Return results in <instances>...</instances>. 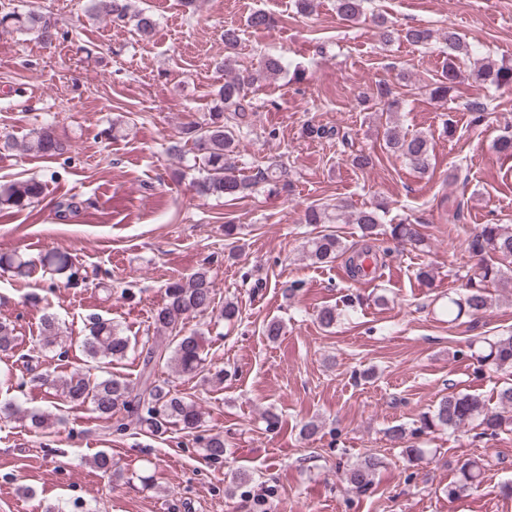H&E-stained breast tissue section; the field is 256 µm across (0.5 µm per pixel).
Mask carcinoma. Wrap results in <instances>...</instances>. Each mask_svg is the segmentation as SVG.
Returning a JSON list of instances; mask_svg holds the SVG:
<instances>
[{
	"instance_id": "1",
	"label": "carcinoma",
	"mask_w": 512,
	"mask_h": 512,
	"mask_svg": "<svg viewBox=\"0 0 512 512\" xmlns=\"http://www.w3.org/2000/svg\"><path fill=\"white\" fill-rule=\"evenodd\" d=\"M365 0H336V13L348 22H356L364 13ZM90 12L97 18L122 21L134 19L135 30L142 36L149 35L156 21L152 14L140 9L131 10V0H90ZM9 24L21 33H31L43 40L48 30H56V22L36 11L25 13L11 12L0 17V25ZM404 38L415 45H426L432 33L426 28L413 26L406 29ZM240 42L239 29H224V71H233L235 50ZM448 56L442 66L441 79L432 94L445 99L449 91L462 76L466 61L473 57L472 44L454 31L448 32ZM283 70L280 58L264 55L258 68L247 74H234L224 79V85L216 93L214 112L209 122L203 126L190 123L180 132L178 151L189 147L192 168L198 170L200 178L196 189L202 195H246L260 184L287 185L288 171L283 167H266L257 170L250 178L235 174L238 149L237 131L247 124L248 112L252 109L248 99L249 88L255 83L274 78ZM469 76L477 83L496 89L512 87V63L485 60L474 63ZM362 105L380 106L388 112H398L403 101L385 82L376 86V93L370 99L362 100ZM386 147L403 157L406 164L415 172L424 174L430 168L433 142L423 133L408 135L397 125L385 130ZM29 149L46 156H53L64 149V143L45 127L35 132ZM44 194V185L36 179H26L0 184V212L21 210L39 200ZM385 206L378 205L350 215L351 223L359 225L362 237L377 239L383 224ZM342 219L341 213L331 214L327 210L310 206L305 210L304 223L330 224ZM389 237L400 242L417 243L413 225L399 223L390 227ZM466 251L471 258H481L486 254L502 262L512 264V227L507 224H484L480 230L466 239ZM308 256L317 263H327L332 259L346 256V266L350 277L366 279L376 270L364 265V255L375 257V264L382 265L390 256V251H374L370 248L350 250L333 233L322 234L308 240ZM0 267L13 272L17 278L27 281L47 274L56 275L68 285L78 283L79 276L72 259L59 252H48L39 259H29L19 254L1 255ZM504 279L502 267L495 264L479 263L470 268L466 293L448 296L446 310L448 321L456 322L462 317L475 321L492 306V298L486 291L487 284ZM165 302L154 314L155 328L172 336L171 345L153 344L146 349L140 380L131 383L112 374L93 376L81 370H74L64 376H53L39 372L31 381L39 386L49 385L60 391L69 402L90 403L99 417L113 424L117 432L128 429L145 431L153 436L168 432L178 426L187 433L201 427L200 407L187 402L172 392L168 385L154 377L156 366L164 362L182 376L195 378L204 372L202 343L194 333L184 334L187 320L214 309V281L206 269H200L190 277L168 280L164 285ZM340 312L338 308L325 306L318 310L316 319L325 329L336 325ZM15 328L6 321H0V353L7 355L15 347ZM88 334L83 340V353L92 360L125 357L130 348V339L112 325V321L100 316H92L87 322ZM60 332L56 317L47 314L42 319L40 348L52 351L59 345ZM482 367L506 370L512 368V334L501 336L488 343L487 349L477 355ZM4 410L9 414L22 413L35 432H43L51 426V414L41 411H21L13 403ZM475 424L481 435L487 438L498 436L504 431H512V385H506L497 392V408L491 410L479 396L452 391L441 397L433 411L419 419L413 433L434 430L454 432L465 425ZM206 454L213 459H221L226 453L224 436L220 433L201 438ZM385 466L384 460L375 455H367L359 463L343 473L345 483L356 493L366 494L374 486L378 471ZM458 479L448 484V497L456 498L463 493H472L483 481V464L475 458L457 462Z\"/></svg>"
}]
</instances>
